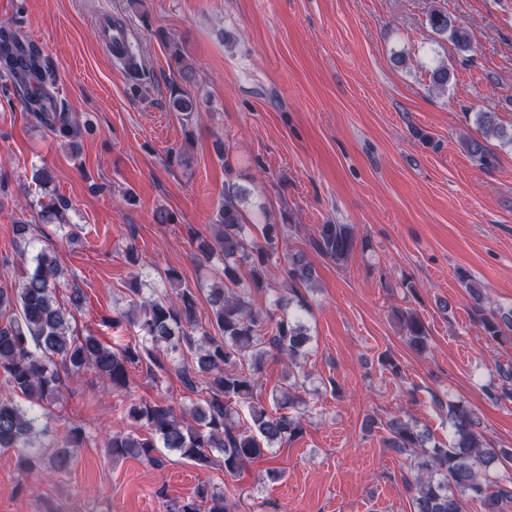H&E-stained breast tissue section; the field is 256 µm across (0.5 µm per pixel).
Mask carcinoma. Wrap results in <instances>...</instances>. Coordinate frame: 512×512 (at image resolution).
Returning <instances> with one entry per match:
<instances>
[{
  "mask_svg": "<svg viewBox=\"0 0 512 512\" xmlns=\"http://www.w3.org/2000/svg\"><path fill=\"white\" fill-rule=\"evenodd\" d=\"M431 30L445 36L461 51L471 48L468 29L455 23L440 8L428 14ZM178 81L170 97V108L191 123L196 112L197 74L176 48L170 51ZM0 85L4 94L19 101L34 120L58 138L79 136L80 126L60 97L54 66L33 44H24L18 34L0 26ZM450 68L440 64L430 70L432 87L448 90ZM483 139H471L467 149L482 165L491 163L485 140L508 138L495 114L477 116ZM243 192L229 187L224 191L215 221V244L196 238L198 251L206 255L214 249L224 257V267L209 288L211 316L207 324L197 318L196 294L182 287L175 269L166 273L167 287L151 288L143 295L139 282L131 289L129 308L112 321L121 319L138 330L140 340L133 346L112 348L91 333L79 336L68 324L69 310L57 297L61 270L54 248L44 246L34 256L35 265L14 286L0 284V375L6 389L0 392V449L14 450L22 469L61 472L71 461L70 449L80 448L86 431L69 427L63 446L46 455L34 446L43 433L35 409L55 404L66 379L92 373L104 387L122 394L130 389L129 368L144 360L158 370H166L172 355L189 352L192 363H179L175 371L191 392L205 391L201 402L188 413L178 415L171 406L139 402L126 411L129 430L112 434L108 455L114 459L133 456L160 466L158 454L166 450L200 467L214 464L220 454L224 474L234 476L250 460L303 432L302 416L295 409L306 405L299 389L300 379L276 389L272 403L281 412L270 414L256 389L267 357L280 356L296 363L312 341L297 311H289L283 299L268 307L253 304V293L270 288L272 268L287 267L291 292L315 280L314 268L300 249L279 252L286 236L281 224L254 223L243 211ZM38 217L73 233L67 220L69 201L56 196L40 204ZM311 245L325 257L343 263L358 247L351 224H322ZM459 279L477 308L487 340L512 345V308L486 309L480 288L469 276ZM406 340L412 349H428V330L420 315L412 310L399 313ZM500 383L485 389L494 403L512 401V365L496 366ZM447 406L448 441L435 439L429 431L401 418L387 422V447L399 454L414 453L416 468L412 490L413 512H464L466 501L477 503L483 512H508L512 507V481L489 479V471L512 461V451L486 443L474 412L461 404ZM248 407L249 422H241L237 406ZM237 503L215 485L197 489L194 497L176 512H236Z\"/></svg>",
  "mask_w": 512,
  "mask_h": 512,
  "instance_id": "obj_1",
  "label": "carcinoma"
}]
</instances>
